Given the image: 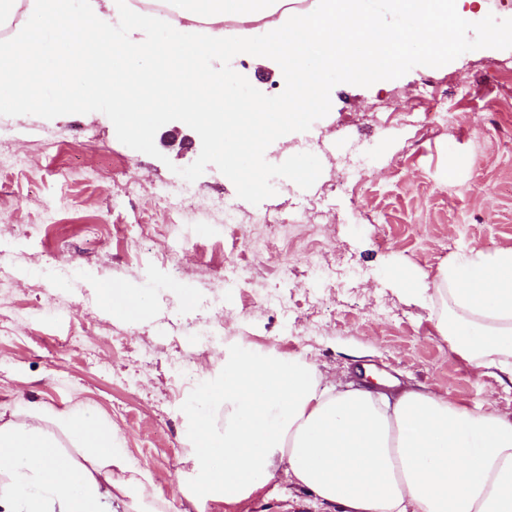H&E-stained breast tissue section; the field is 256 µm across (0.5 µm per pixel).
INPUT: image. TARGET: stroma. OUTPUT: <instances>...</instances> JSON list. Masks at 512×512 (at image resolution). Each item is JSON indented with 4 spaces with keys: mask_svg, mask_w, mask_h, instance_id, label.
<instances>
[{
    "mask_svg": "<svg viewBox=\"0 0 512 512\" xmlns=\"http://www.w3.org/2000/svg\"><path fill=\"white\" fill-rule=\"evenodd\" d=\"M231 67L265 95L284 89L270 58L241 53ZM425 76L459 113L455 128L400 120L427 111ZM510 111L512 49L472 50L369 87L341 83L316 126L265 151L280 163L316 155L322 173L311 188L277 177L275 195L253 205L211 165L178 209L161 195L201 152L185 123L157 131L155 158L122 144L101 112L0 115V280L10 285L0 292V410L20 413L31 401L52 412L93 406L140 481L112 512L135 504L143 512H314L281 468L261 494L233 505L197 492L188 410L230 349L272 346L343 384L369 370L463 403L490 400L512 419V384L453 355L429 311L396 285L470 248L512 246V124L501 119ZM344 112L354 121L343 127ZM474 112L477 129L467 120ZM351 166L362 184L327 199ZM225 199L247 237L241 253L225 244ZM298 203L322 210L319 223H287ZM146 224L161 230L144 237ZM315 256L332 266L328 284L308 275ZM242 260L249 280L225 287V266ZM106 285L150 303L137 319L114 318L100 294ZM215 322L218 342L187 332ZM180 362L193 375H181Z\"/></svg>",
    "mask_w": 512,
    "mask_h": 512,
    "instance_id": "1",
    "label": "stroma"
}]
</instances>
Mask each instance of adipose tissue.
<instances>
[{
  "label": "adipose tissue",
  "instance_id": "adipose-tissue-1",
  "mask_svg": "<svg viewBox=\"0 0 512 512\" xmlns=\"http://www.w3.org/2000/svg\"><path fill=\"white\" fill-rule=\"evenodd\" d=\"M405 298L431 311L450 351L512 381V247L458 253L419 273ZM190 413L203 492L235 504L262 491L280 463L326 512H512V419L434 391L344 389L314 363L275 348L225 352ZM224 408L216 429L210 405ZM40 409L0 425V512H112L127 461L91 408Z\"/></svg>",
  "mask_w": 512,
  "mask_h": 512
}]
</instances>
